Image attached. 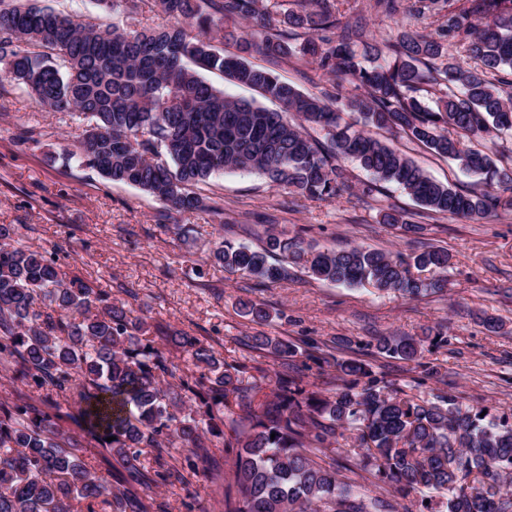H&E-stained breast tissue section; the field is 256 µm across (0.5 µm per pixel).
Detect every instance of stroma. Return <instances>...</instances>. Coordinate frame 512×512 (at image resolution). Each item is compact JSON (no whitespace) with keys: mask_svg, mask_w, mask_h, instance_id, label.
<instances>
[{"mask_svg":"<svg viewBox=\"0 0 512 512\" xmlns=\"http://www.w3.org/2000/svg\"><path fill=\"white\" fill-rule=\"evenodd\" d=\"M41 5L124 28L165 23L157 0H137L133 15L103 14L96 0H40ZM416 0H401V11L387 15L375 0H335L341 23L365 24L370 41L396 38L405 30L438 34L446 19L415 14ZM277 71L305 92L353 95L350 84L335 85L315 63L288 59ZM87 125L68 112H52L27 91L0 89V224L14 225L16 238L34 250L55 252L67 274H76L112 291L115 300L135 294L149 326L184 330L211 344L221 357L247 366L280 368L268 351L253 348L251 336L268 333L322 353L364 360L386 373L407 394L429 396L442 386L469 405L499 414L512 410V210H498L476 222L432 215L393 186L367 196L369 174L344 161L351 188L333 201L304 199L271 185L256 173L227 171L199 185L206 200L223 202L224 213L178 214L188 225V240L177 239L157 224L162 203L152 195L103 179L73 156ZM34 129L33 141L18 142L20 129ZM379 138L412 157L433 178L465 183L469 177L448 159L430 153L401 134L380 130ZM395 206L406 221L422 225L404 232L380 222V212ZM252 224L277 225L289 236L329 248L357 243L404 253L423 245L447 248L453 265L443 292L412 299L375 288L346 287L313 279L295 269L288 280L258 283L230 274L214 263L219 241L257 245ZM263 303L269 322L243 317L244 300ZM500 320L490 332L483 317ZM442 331L444 344L424 345V362L435 373L423 377L410 364L378 354L375 339L391 334L422 336ZM232 467L216 452L205 470L187 485L162 486L132 494L153 501L149 512H224V489Z\"/></svg>","mask_w":512,"mask_h":512,"instance_id":"1","label":"stroma"}]
</instances>
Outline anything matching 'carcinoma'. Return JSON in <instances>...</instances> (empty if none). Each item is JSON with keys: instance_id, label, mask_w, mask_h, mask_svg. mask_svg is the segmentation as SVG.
<instances>
[{"instance_id": "obj_1", "label": "carcinoma", "mask_w": 512, "mask_h": 512, "mask_svg": "<svg viewBox=\"0 0 512 512\" xmlns=\"http://www.w3.org/2000/svg\"><path fill=\"white\" fill-rule=\"evenodd\" d=\"M266 15L261 0H158L170 23L140 29L92 23L39 5L0 0V83L27 88L55 112L91 120L74 156L105 179L139 188L167 211L209 209L193 187L225 170L255 172L307 199L333 200L349 188L338 160L353 159L379 183L399 186L435 215L478 221L512 209V0H465L448 10L442 36L478 61L463 66L430 34L402 33L359 59L361 25L340 26L332 0ZM254 22L261 34L234 36L226 52L206 34L224 18ZM309 57L362 90L333 102L305 94L272 68L252 64ZM218 71L281 105L228 97L207 82ZM436 87L435 100L419 95ZM292 112L297 121L284 114ZM358 114L356 123L343 119ZM318 129L323 138L311 136ZM403 132L481 183L460 187L429 177L373 134ZM481 137L474 145L470 138ZM381 221L422 230L398 211ZM0 224V365L13 383L39 392L0 402V512H148V506L97 474L94 449L121 469L122 482L150 491L185 484L224 450L234 490L224 512H512V412L483 413L442 390L410 396L359 359L336 360L335 388L310 390L301 370L275 372L227 362L181 330L147 336V318L129 303L61 270L54 255L20 246ZM214 260L259 283L295 268L331 284L369 285L411 297L440 292L451 255L410 254L351 245L336 250L270 230L259 248L224 241ZM436 277H414L412 268ZM264 322L261 303L241 302ZM252 347L292 360L299 347L260 333ZM445 337L381 336L379 353L420 362L426 342ZM71 420L80 428H63ZM113 441L108 442L106 438ZM359 470L383 484L366 498L355 479L317 463L311 448L341 443Z\"/></svg>"}]
</instances>
